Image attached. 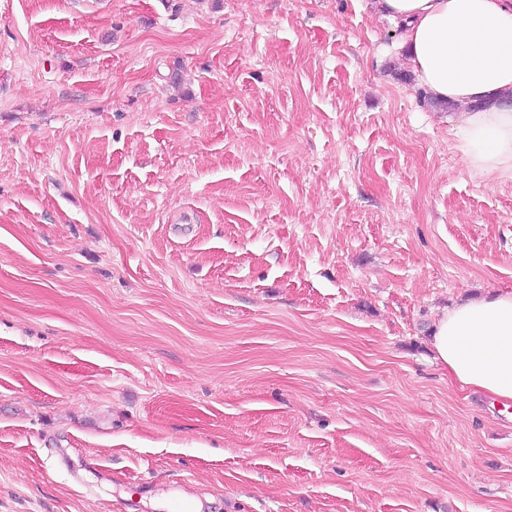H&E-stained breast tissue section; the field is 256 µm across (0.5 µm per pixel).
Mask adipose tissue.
I'll use <instances>...</instances> for the list:
<instances>
[{
	"instance_id": "adipose-tissue-1",
	"label": "adipose tissue",
	"mask_w": 512,
	"mask_h": 512,
	"mask_svg": "<svg viewBox=\"0 0 512 512\" xmlns=\"http://www.w3.org/2000/svg\"><path fill=\"white\" fill-rule=\"evenodd\" d=\"M402 28L405 62L425 91L462 106L457 134L472 170L512 178V0H374ZM435 358L459 384L512 402V293L444 312Z\"/></svg>"
}]
</instances>
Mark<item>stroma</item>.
I'll return each mask as SVG.
<instances>
[{
	"instance_id": "35a3bbf8",
	"label": "stroma",
	"mask_w": 512,
	"mask_h": 512,
	"mask_svg": "<svg viewBox=\"0 0 512 512\" xmlns=\"http://www.w3.org/2000/svg\"><path fill=\"white\" fill-rule=\"evenodd\" d=\"M368 0H0V512H512L429 345L512 292Z\"/></svg>"
}]
</instances>
